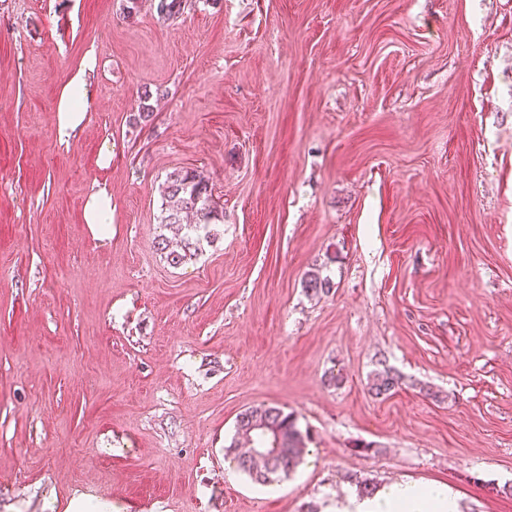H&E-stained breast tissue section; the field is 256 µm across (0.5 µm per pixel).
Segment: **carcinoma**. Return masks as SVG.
<instances>
[{"label":"carcinoma","mask_w":512,"mask_h":512,"mask_svg":"<svg viewBox=\"0 0 512 512\" xmlns=\"http://www.w3.org/2000/svg\"><path fill=\"white\" fill-rule=\"evenodd\" d=\"M157 15L176 19L184 11L183 0H156ZM164 215L161 228L179 239L180 249H169V237L158 236L168 264L176 267L197 255L201 242L211 243L217 227L224 224V213L210 204L208 180L194 170H175L169 174L162 189ZM305 288L314 295L327 294L331 281L311 272ZM400 376L388 367L375 372L370 390L374 395H386L398 386ZM237 438L252 443L250 453L237 455L234 460L240 470L260 483L287 476L299 462L303 437L295 419L283 409L261 406L240 414L236 424Z\"/></svg>","instance_id":"carcinoma-1"}]
</instances>
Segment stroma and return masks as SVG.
I'll return each instance as SVG.
<instances>
[{
    "mask_svg": "<svg viewBox=\"0 0 512 512\" xmlns=\"http://www.w3.org/2000/svg\"><path fill=\"white\" fill-rule=\"evenodd\" d=\"M126 5L0 0V512H333L393 481L512 512V0ZM177 169L224 227L173 267ZM259 405L304 439L265 485L227 452ZM95 66L94 54L87 53L60 90L54 112L61 138L74 135L88 118V76L94 71ZM83 219L97 238L107 235L112 224V196L106 189L97 188L89 193L83 207ZM400 376L388 367L375 372L371 378L370 390L375 396L386 395L398 386Z\"/></svg>",
    "mask_w": 512,
    "mask_h": 512,
    "instance_id": "obj_1",
    "label": "stroma"
}]
</instances>
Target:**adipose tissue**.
I'll return each instance as SVG.
<instances>
[{"label": "adipose tissue", "mask_w": 512, "mask_h": 512, "mask_svg": "<svg viewBox=\"0 0 512 512\" xmlns=\"http://www.w3.org/2000/svg\"><path fill=\"white\" fill-rule=\"evenodd\" d=\"M96 66L94 54H86L58 95L55 112L60 136L70 137L88 118V76ZM336 512H457L454 494L442 483L393 482L375 494L347 496Z\"/></svg>", "instance_id": "ef3b65f1"}]
</instances>
